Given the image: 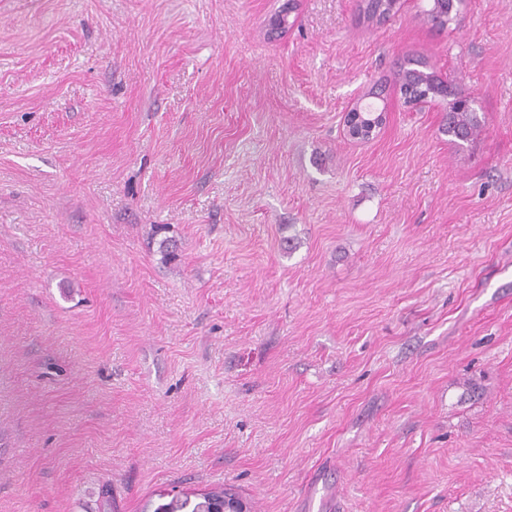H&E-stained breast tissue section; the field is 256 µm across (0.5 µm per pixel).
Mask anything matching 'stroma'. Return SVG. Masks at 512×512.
<instances>
[{"label":"stroma","mask_w":512,"mask_h":512,"mask_svg":"<svg viewBox=\"0 0 512 512\" xmlns=\"http://www.w3.org/2000/svg\"><path fill=\"white\" fill-rule=\"evenodd\" d=\"M282 3L0 0V512H512V0ZM406 64H411L410 60L404 62V64L400 65L398 77H399V86L400 90L404 84V81L408 78V74L410 70H415L417 72V79L415 81L417 84H421V88L423 90V94L430 93L431 97H441L445 92V88L443 86V82L436 76V72H423L416 70V68H408ZM366 98L359 99L354 107L347 113L351 116L357 115L353 121L346 120V131L350 138L358 141H368L373 139L380 131L386 121V111L383 106L380 108L378 105L370 102H364ZM367 113L373 115V118L368 119L371 122V127L366 128L363 121L366 120L363 114ZM448 105V116L446 122V132L448 136L453 137L457 141L468 142L478 136L481 129V122L476 112H471L467 107L462 105L453 108ZM205 495L217 501L224 498V503L215 507L213 500L202 497L203 500L197 506V512H251L249 503L234 492L224 493V489H221L205 493Z\"/></svg>","instance_id":"1"}]
</instances>
